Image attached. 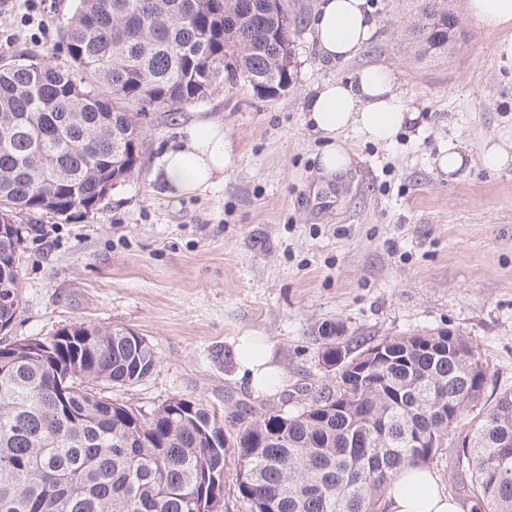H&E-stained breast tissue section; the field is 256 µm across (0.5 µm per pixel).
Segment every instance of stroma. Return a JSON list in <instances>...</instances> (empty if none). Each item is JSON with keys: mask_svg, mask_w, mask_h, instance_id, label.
Returning <instances> with one entry per match:
<instances>
[{"mask_svg": "<svg viewBox=\"0 0 512 512\" xmlns=\"http://www.w3.org/2000/svg\"><path fill=\"white\" fill-rule=\"evenodd\" d=\"M318 2L288 0L292 82L280 97L227 82L204 103L148 113L139 171L98 211L18 215L25 304L8 340L78 323L146 337L157 355L152 374L97 388L146 418L174 397L221 413L243 403L293 409L304 390L335 382L319 339L330 323L352 350L414 333L465 336L488 361L490 382L512 389V168L481 162L483 145L512 125V68L465 0H451L465 40L447 58L411 53L412 0H370L369 42L328 64L309 29ZM75 5L0 0V62L67 64L59 23ZM370 65L392 70L421 120L387 147L349 134L353 165L323 179V139L306 121L305 100ZM204 119L223 122L233 162L218 184L172 201L163 154ZM451 140L468 154L453 180L435 165ZM246 336L268 346L278 390L259 395L239 380Z\"/></svg>", "mask_w": 512, "mask_h": 512, "instance_id": "1", "label": "stroma"}]
</instances>
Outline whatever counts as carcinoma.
<instances>
[{
  "label": "carcinoma",
  "mask_w": 512,
  "mask_h": 512,
  "mask_svg": "<svg viewBox=\"0 0 512 512\" xmlns=\"http://www.w3.org/2000/svg\"><path fill=\"white\" fill-rule=\"evenodd\" d=\"M286 0H77L62 22L70 65H0V218L99 210L103 184L139 169L146 115L207 101L228 79L256 95L291 84ZM457 25L422 0L420 56ZM23 306L20 271L0 272V331ZM124 328L78 324L0 345V512H215L233 458L247 512H382L399 469L448 451V487L474 512H512V390L487 394L488 364L449 331L388 338L375 370H345L289 411L238 408L215 425L175 397L148 420L94 391L147 378L153 345ZM325 365L341 350L322 328ZM69 392L59 394L56 380Z\"/></svg>",
  "instance_id": "cac0c4a2"
}]
</instances>
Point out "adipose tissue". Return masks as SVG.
<instances>
[{"instance_id":"obj_1","label":"adipose tissue","mask_w":512,"mask_h":512,"mask_svg":"<svg viewBox=\"0 0 512 512\" xmlns=\"http://www.w3.org/2000/svg\"><path fill=\"white\" fill-rule=\"evenodd\" d=\"M466 9L488 33L498 34L496 53L512 62V0H467ZM310 28L320 57L338 65L356 56L376 29L369 0H320ZM307 120L326 144L319 157L320 173L333 179L353 164L346 144L348 132L388 146L399 133L417 122L416 111L405 106L387 69L364 67L348 77L329 80L306 100ZM234 151L224 125L214 119L186 126L179 147L164 158L170 197L205 189L224 176ZM239 377L256 392L280 383L266 347L243 338L238 350ZM384 512H463L462 504L444 490L438 474L427 467H405L391 481L383 498Z\"/></svg>"}]
</instances>
